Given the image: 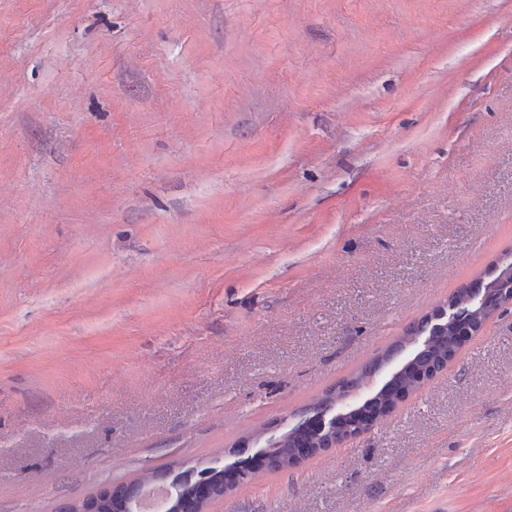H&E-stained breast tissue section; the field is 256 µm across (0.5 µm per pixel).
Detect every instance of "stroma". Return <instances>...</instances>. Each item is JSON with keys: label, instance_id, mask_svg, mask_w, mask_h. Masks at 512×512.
Wrapping results in <instances>:
<instances>
[{"label": "stroma", "instance_id": "1", "mask_svg": "<svg viewBox=\"0 0 512 512\" xmlns=\"http://www.w3.org/2000/svg\"><path fill=\"white\" fill-rule=\"evenodd\" d=\"M512 256V0H0V512L250 453ZM207 512H512V304Z\"/></svg>", "mask_w": 512, "mask_h": 512}]
</instances>
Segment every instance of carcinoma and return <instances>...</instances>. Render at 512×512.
<instances>
[{"label":"carcinoma","instance_id":"carcinoma-1","mask_svg":"<svg viewBox=\"0 0 512 512\" xmlns=\"http://www.w3.org/2000/svg\"><path fill=\"white\" fill-rule=\"evenodd\" d=\"M512 298V262L503 267L490 281L478 279L457 289L448 298V308L454 310L455 318L446 324L437 325L424 316L417 324L407 329L384 354L374 358L358 373L339 381L336 386L318 398L308 409L311 416L301 419L277 438H271L267 447L260 451L262 466L268 470L285 469L316 454L320 448H329L341 436L365 419L383 416L392 411L409 392L419 387L418 378L423 374L441 371L445 363L457 355L465 343L466 336L480 331L488 316L500 309ZM424 340H419V337ZM420 343L409 359L393 372L385 384L360 404L336 412V400L346 390L360 387L364 378L377 374L383 365L403 353L411 344ZM331 412L336 413L335 426L327 433L315 427L317 418ZM234 462L217 468L209 467L198 482L188 480L167 483L166 473H145L138 482L116 487L108 486L99 491L105 495L97 512H129L131 504L138 501L142 489L149 484L170 485L177 490L176 512H203L207 489L211 496H218L224 487L249 480L256 473L252 457L247 448L233 450Z\"/></svg>","mask_w":512,"mask_h":512}]
</instances>
